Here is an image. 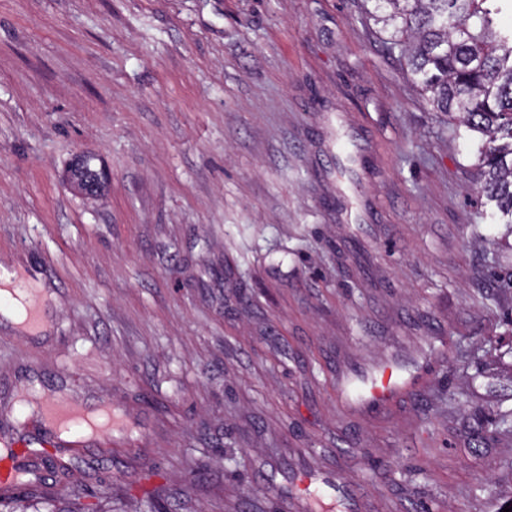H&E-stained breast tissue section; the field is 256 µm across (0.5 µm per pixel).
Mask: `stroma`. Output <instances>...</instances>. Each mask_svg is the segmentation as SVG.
Masks as SVG:
<instances>
[{
    "label": "stroma",
    "instance_id": "obj_1",
    "mask_svg": "<svg viewBox=\"0 0 512 512\" xmlns=\"http://www.w3.org/2000/svg\"><path fill=\"white\" fill-rule=\"evenodd\" d=\"M383 38L357 0H0V270L54 299L34 336L0 316V449L36 382L112 410L40 451L84 512L512 497V235ZM402 384L394 375L393 371L385 369L382 374L374 380L371 387V395L374 401H386L400 392Z\"/></svg>",
    "mask_w": 512,
    "mask_h": 512
}]
</instances>
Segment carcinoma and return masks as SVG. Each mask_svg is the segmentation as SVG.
Wrapping results in <instances>:
<instances>
[{
	"label": "carcinoma",
	"mask_w": 512,
	"mask_h": 512,
	"mask_svg": "<svg viewBox=\"0 0 512 512\" xmlns=\"http://www.w3.org/2000/svg\"><path fill=\"white\" fill-rule=\"evenodd\" d=\"M512 0H372L369 15L390 32L389 54L436 112L478 133L474 164L479 193L494 218L512 225V33L500 30ZM81 190L98 179L81 160L70 170ZM18 496L0 494L5 512H40L43 480L36 472Z\"/></svg>",
	"instance_id": "1"
}]
</instances>
